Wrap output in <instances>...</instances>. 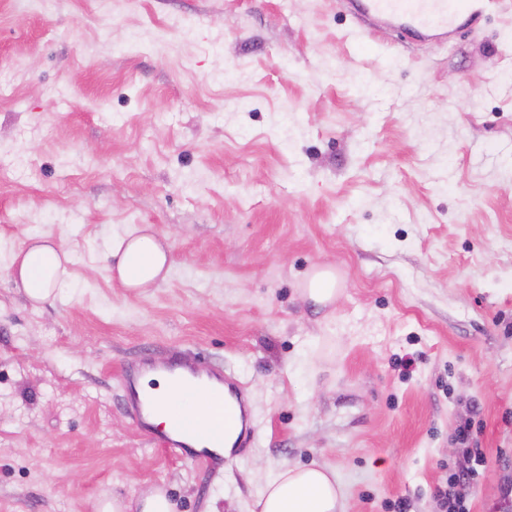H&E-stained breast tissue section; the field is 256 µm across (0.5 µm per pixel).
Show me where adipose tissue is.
<instances>
[{"label":"adipose tissue","mask_w":512,"mask_h":512,"mask_svg":"<svg viewBox=\"0 0 512 512\" xmlns=\"http://www.w3.org/2000/svg\"><path fill=\"white\" fill-rule=\"evenodd\" d=\"M108 258L112 274L129 289L151 287L165 279L171 269L166 247L147 226L113 240ZM70 262L61 244L33 237L13 257L12 280L31 300L43 302L54 297L66 280ZM151 380L147 391L162 404L152 418L154 425L168 428L177 415L206 413L208 400L201 389L174 395L167 375L155 374ZM335 472V466L329 464L282 470L259 492L252 512H340Z\"/></svg>","instance_id":"ef3b65f1"}]
</instances>
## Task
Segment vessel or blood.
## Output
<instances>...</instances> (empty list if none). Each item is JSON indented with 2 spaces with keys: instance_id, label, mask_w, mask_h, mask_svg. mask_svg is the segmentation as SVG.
I'll return each instance as SVG.
<instances>
[{
  "instance_id": "vessel-or-blood-1",
  "label": "vessel or blood",
  "mask_w": 512,
  "mask_h": 512,
  "mask_svg": "<svg viewBox=\"0 0 512 512\" xmlns=\"http://www.w3.org/2000/svg\"><path fill=\"white\" fill-rule=\"evenodd\" d=\"M349 13L374 26H384L401 37L413 39L447 38L462 24L469 12L467 0H344ZM161 371L169 375L173 391L200 386L210 398L205 423L182 415L159 443L179 456L203 461L215 467L222 463L219 453L225 436H232L237 448L251 446L255 436L253 414L246 382L227 375L223 366L183 367L175 363L157 366L148 362L124 365L121 371L125 406L140 431H147L158 402L139 387L144 376ZM207 428L210 448H195L199 428Z\"/></svg>"
}]
</instances>
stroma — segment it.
Here are the masks:
<instances>
[{"instance_id":"obj_1","label":"stroma","mask_w":512,"mask_h":512,"mask_svg":"<svg viewBox=\"0 0 512 512\" xmlns=\"http://www.w3.org/2000/svg\"><path fill=\"white\" fill-rule=\"evenodd\" d=\"M144 225L173 267L129 290L105 252ZM33 235L72 258L48 303L10 277ZM175 352L248 384L221 470L122 409ZM323 462L343 512H444L470 469L469 512L507 506L512 0L426 42L340 0H0V512H250ZM309 297L317 303H328L336 295V279L330 270L315 273L307 288ZM140 512H176V504L172 502L165 492L157 489L145 497L138 503Z\"/></svg>"}]
</instances>
